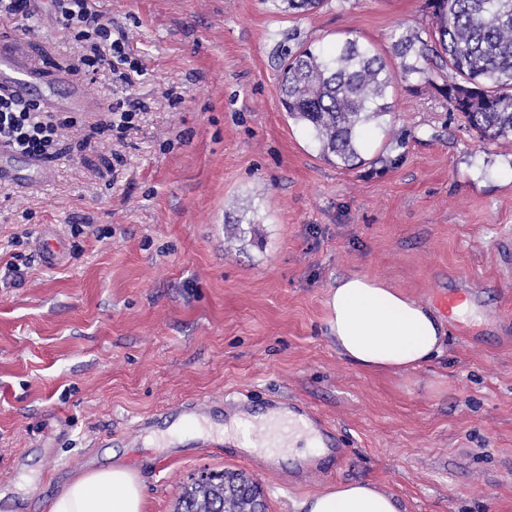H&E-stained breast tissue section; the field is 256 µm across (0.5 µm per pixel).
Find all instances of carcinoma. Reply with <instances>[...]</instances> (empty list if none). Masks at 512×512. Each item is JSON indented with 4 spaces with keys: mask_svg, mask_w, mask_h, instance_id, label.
<instances>
[{
    "mask_svg": "<svg viewBox=\"0 0 512 512\" xmlns=\"http://www.w3.org/2000/svg\"><path fill=\"white\" fill-rule=\"evenodd\" d=\"M270 2L278 10L309 12L324 0ZM426 6L429 22L402 29L389 59L349 37L327 49L300 45L284 54L283 107L326 162L342 169L363 162L364 135L390 132L398 82L433 85L479 141L512 143V0H427ZM234 490L222 477L195 482L182 508L213 512Z\"/></svg>",
    "mask_w": 512,
    "mask_h": 512,
    "instance_id": "carcinoma-1",
    "label": "carcinoma"
}]
</instances>
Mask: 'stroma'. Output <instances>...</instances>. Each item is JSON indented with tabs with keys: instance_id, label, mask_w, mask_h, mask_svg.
Returning <instances> with one entry per match:
<instances>
[{
	"instance_id": "stroma-1",
	"label": "stroma",
	"mask_w": 512,
	"mask_h": 512,
	"mask_svg": "<svg viewBox=\"0 0 512 512\" xmlns=\"http://www.w3.org/2000/svg\"><path fill=\"white\" fill-rule=\"evenodd\" d=\"M91 4L125 36L129 83L73 70L81 46L51 0L30 21L0 17L1 46L91 93L87 111L54 113L65 127L41 177L0 146L19 176L0 181V512H47L70 478L115 461L136 467L146 512H177L204 468L258 480L269 512L338 481L375 483L404 512H512V146L479 142L433 86L401 85L394 135L344 170L280 102L279 46L351 37L386 54L398 28L427 22L425 0L297 15L269 0ZM121 98L144 111L119 140L102 126ZM48 229L67 242L52 268ZM354 273L434 307L472 290L478 320H450L428 367L356 369L325 308ZM246 396L259 413L302 402L343 455L310 471L190 431L165 433L171 460L144 444L162 409Z\"/></svg>"
}]
</instances>
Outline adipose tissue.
I'll use <instances>...</instances> for the list:
<instances>
[{"instance_id":"adipose-tissue-1","label":"adipose tissue","mask_w":512,"mask_h":512,"mask_svg":"<svg viewBox=\"0 0 512 512\" xmlns=\"http://www.w3.org/2000/svg\"><path fill=\"white\" fill-rule=\"evenodd\" d=\"M327 324L339 355L369 372L394 375L432 364L446 347L448 322L430 306L381 280L351 274L338 278L325 301ZM239 447L271 455L273 448L313 445L309 429L292 430L289 415L269 411L250 426L225 429ZM302 512H402L393 494L371 482L331 485L306 497ZM143 485L130 467L114 463L71 478L47 512H145Z\"/></svg>"}]
</instances>
